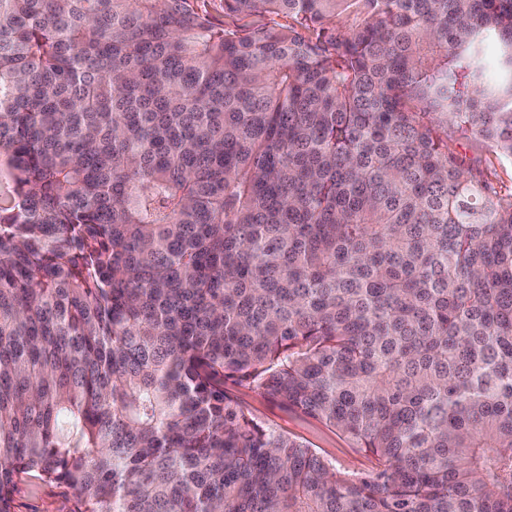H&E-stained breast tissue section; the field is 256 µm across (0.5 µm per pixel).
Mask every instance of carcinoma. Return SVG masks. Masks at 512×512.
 Returning a JSON list of instances; mask_svg holds the SVG:
<instances>
[{"instance_id": "carcinoma-1", "label": "carcinoma", "mask_w": 512, "mask_h": 512, "mask_svg": "<svg viewBox=\"0 0 512 512\" xmlns=\"http://www.w3.org/2000/svg\"><path fill=\"white\" fill-rule=\"evenodd\" d=\"M224 14L0 0V512H512V0ZM451 147L464 160L465 167L474 173L481 172L491 179L502 190L512 189V162L498 158L494 151L485 143L473 138L453 140ZM226 388L259 421L274 427L280 433L303 441L328 460L336 471L350 475L361 474L375 466L376 462L371 454L334 428L289 409L251 387L228 381ZM77 498L66 485L25 478L13 494V512H74Z\"/></svg>"}]
</instances>
